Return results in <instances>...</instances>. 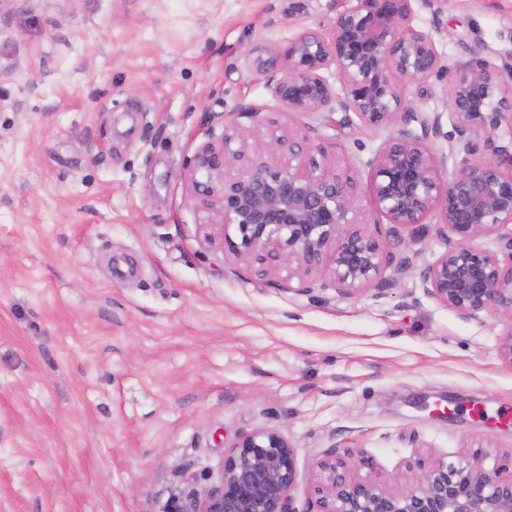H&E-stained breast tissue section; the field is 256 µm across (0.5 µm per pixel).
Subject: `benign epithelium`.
<instances>
[{
    "mask_svg": "<svg viewBox=\"0 0 512 512\" xmlns=\"http://www.w3.org/2000/svg\"><path fill=\"white\" fill-rule=\"evenodd\" d=\"M411 2L352 0L330 35L305 29L289 42L270 80L282 112H342L344 124L352 113L373 129L401 117L420 122L424 136L394 130L368 163L369 202L391 230L364 229L357 181L330 164L324 145L286 131L262 140L233 121L198 148L188 172L191 199L220 227L204 240L290 289L321 281L343 296L381 298L392 286L385 270L411 267L390 237L434 215L452 239L421 271L427 294L463 318L494 311L512 319V87L487 65L467 64L450 72L452 131H442L437 113L408 111L406 85L445 70L431 37L411 25ZM331 67L343 84L338 97L321 75ZM431 133L448 140L450 156L432 149ZM482 145L490 153L477 160ZM490 236L500 251L475 244ZM487 456L478 449L456 465L418 458L408 469L421 477L393 487L354 477L355 468L373 469L369 458L327 454L314 465L317 512H512V474L486 468ZM296 481L294 446L276 429H257L238 438L216 485L191 491L173 512H291Z\"/></svg>",
    "mask_w": 512,
    "mask_h": 512,
    "instance_id": "7a95c632",
    "label": "benign epithelium"
}]
</instances>
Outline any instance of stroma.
<instances>
[{"label": "stroma", "mask_w": 512, "mask_h": 512, "mask_svg": "<svg viewBox=\"0 0 512 512\" xmlns=\"http://www.w3.org/2000/svg\"><path fill=\"white\" fill-rule=\"evenodd\" d=\"M344 0H0V512H169L216 484L238 437L295 448L292 512H314L312 468L370 457L404 485L421 455L512 462V319H465L424 290L446 249L402 233L386 296L304 293L203 240L190 198L198 147L278 111L256 48L330 34ZM448 68L512 69V0H413ZM447 113L446 80L409 85ZM282 125L352 164L388 135L358 118Z\"/></svg>", "instance_id": "obj_1"}]
</instances>
